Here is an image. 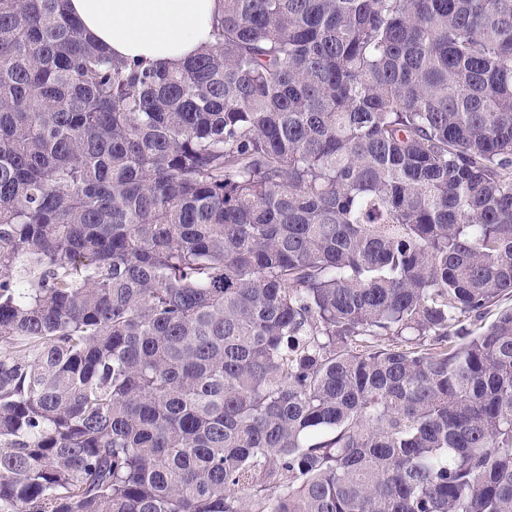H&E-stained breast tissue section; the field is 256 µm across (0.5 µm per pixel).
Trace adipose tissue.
I'll use <instances>...</instances> for the list:
<instances>
[{"label": "adipose tissue", "instance_id": "adipose-tissue-1", "mask_svg": "<svg viewBox=\"0 0 512 512\" xmlns=\"http://www.w3.org/2000/svg\"><path fill=\"white\" fill-rule=\"evenodd\" d=\"M69 8L113 57L174 69L207 41L222 0H69Z\"/></svg>", "mask_w": 512, "mask_h": 512}]
</instances>
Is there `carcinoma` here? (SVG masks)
<instances>
[{"label":"carcinoma","instance_id":"carcinoma-1","mask_svg":"<svg viewBox=\"0 0 512 512\" xmlns=\"http://www.w3.org/2000/svg\"><path fill=\"white\" fill-rule=\"evenodd\" d=\"M506 295L512 0H0V512H512ZM69 8L113 57L174 69L207 41L222 0H70Z\"/></svg>","mask_w":512,"mask_h":512}]
</instances>
